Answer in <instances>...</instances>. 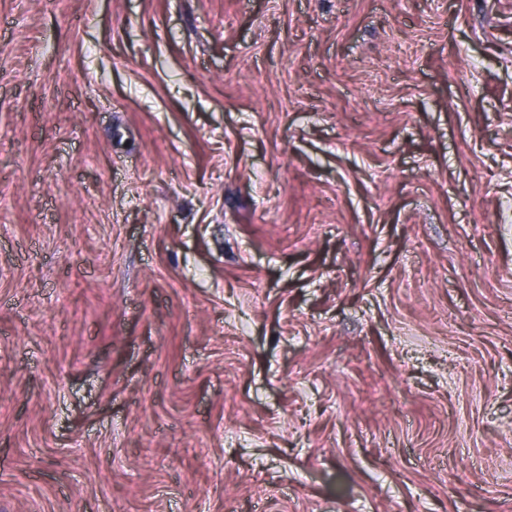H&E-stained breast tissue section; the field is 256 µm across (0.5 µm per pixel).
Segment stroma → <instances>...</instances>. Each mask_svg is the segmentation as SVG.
Returning <instances> with one entry per match:
<instances>
[{"label": "stroma", "instance_id": "obj_1", "mask_svg": "<svg viewBox=\"0 0 512 512\" xmlns=\"http://www.w3.org/2000/svg\"><path fill=\"white\" fill-rule=\"evenodd\" d=\"M0 512H512V0H0Z\"/></svg>", "mask_w": 512, "mask_h": 512}]
</instances>
